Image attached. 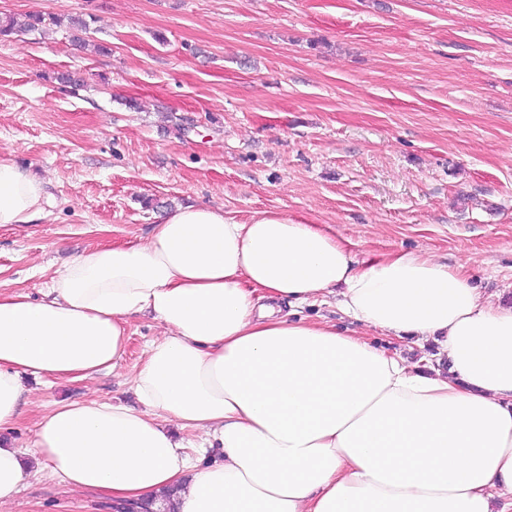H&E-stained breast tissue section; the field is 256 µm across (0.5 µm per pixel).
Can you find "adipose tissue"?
Wrapping results in <instances>:
<instances>
[{
    "label": "adipose tissue",
    "instance_id": "adipose-tissue-1",
    "mask_svg": "<svg viewBox=\"0 0 512 512\" xmlns=\"http://www.w3.org/2000/svg\"><path fill=\"white\" fill-rule=\"evenodd\" d=\"M51 205L0 159V227ZM327 297L362 332L283 311ZM143 314L161 332L132 374L140 408L59 402L28 447L3 441L27 378L116 368ZM373 331L436 344L447 370ZM43 467L135 507L174 491L173 512H512V305L428 255L361 264L301 218L177 207L146 241L73 257L41 299L0 289V508Z\"/></svg>",
    "mask_w": 512,
    "mask_h": 512
}]
</instances>
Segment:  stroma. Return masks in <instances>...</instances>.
Here are the masks:
<instances>
[{
	"label": "stroma",
	"mask_w": 512,
	"mask_h": 512,
	"mask_svg": "<svg viewBox=\"0 0 512 512\" xmlns=\"http://www.w3.org/2000/svg\"><path fill=\"white\" fill-rule=\"evenodd\" d=\"M61 12L92 17L90 47L62 28L0 38V158L54 202L0 228V289L40 297L72 257L196 204L304 217L360 261L430 254L512 304V0H0V16ZM131 331L115 369L28 379L19 445L61 400L138 406L159 327ZM8 512L112 508L43 468Z\"/></svg>",
	"instance_id": "obj_1"
}]
</instances>
